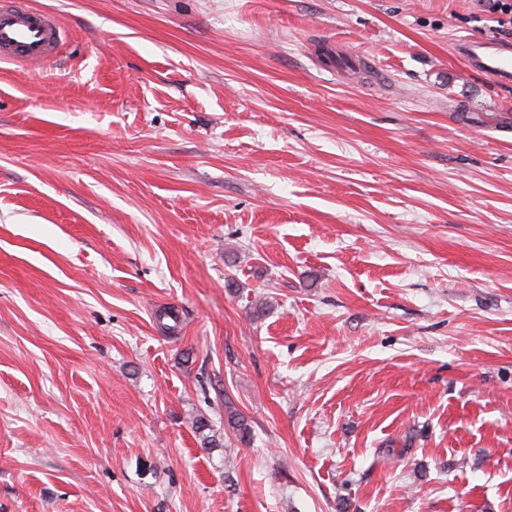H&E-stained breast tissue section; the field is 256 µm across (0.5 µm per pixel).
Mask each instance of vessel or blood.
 <instances>
[{"mask_svg":"<svg viewBox=\"0 0 512 512\" xmlns=\"http://www.w3.org/2000/svg\"><path fill=\"white\" fill-rule=\"evenodd\" d=\"M65 33L48 12L21 6L19 0H0V62L40 64L56 54ZM456 54L473 71L495 82H512V45L463 38Z\"/></svg>","mask_w":512,"mask_h":512,"instance_id":"b4317fda","label":"vessel or blood"}]
</instances>
